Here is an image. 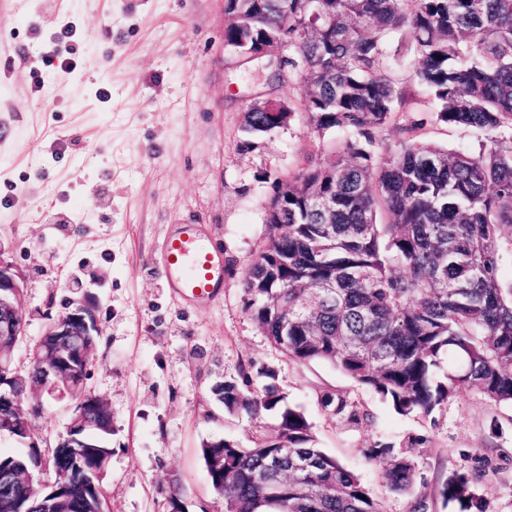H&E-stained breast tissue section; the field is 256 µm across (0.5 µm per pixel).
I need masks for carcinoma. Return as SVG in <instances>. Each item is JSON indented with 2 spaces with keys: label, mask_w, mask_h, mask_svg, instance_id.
Listing matches in <instances>:
<instances>
[{
  "label": "carcinoma",
  "mask_w": 512,
  "mask_h": 512,
  "mask_svg": "<svg viewBox=\"0 0 512 512\" xmlns=\"http://www.w3.org/2000/svg\"><path fill=\"white\" fill-rule=\"evenodd\" d=\"M405 30L417 64L403 82L384 62V38ZM224 43L261 61L274 92L291 72L313 75L303 111L317 132L341 131L329 166L308 158L270 200L267 243L246 266V309L261 333L295 362H324L374 390L400 415L428 417L459 389L512 406V284L499 277L512 252V0H224ZM288 47L276 61L262 54ZM436 119L481 132L476 153L448 150L415 134L377 152L398 113L424 105ZM284 117L245 115L253 140ZM448 369L441 372L443 359ZM55 366L72 387L90 369L59 343ZM230 414L277 418L250 446L202 443L201 458L224 512H383L353 472L318 448L302 409L233 381L214 388ZM0 405L16 442L43 418L29 390ZM339 418H364L342 395L321 397ZM19 406L16 413L13 406ZM83 416L99 437L81 436L43 455L0 453V512H108L104 490L86 474L108 467L111 415L90 400ZM385 463L389 490L412 491L413 456L388 443L364 451ZM42 463L53 489L12 478ZM443 496L459 512H483L460 474Z\"/></svg>",
  "instance_id": "cac0c4a2"
}]
</instances>
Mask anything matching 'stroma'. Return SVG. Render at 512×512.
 <instances>
[{
	"mask_svg": "<svg viewBox=\"0 0 512 512\" xmlns=\"http://www.w3.org/2000/svg\"><path fill=\"white\" fill-rule=\"evenodd\" d=\"M77 27L75 69L31 63ZM110 91L101 102L99 88ZM259 64L224 45V0H14L0 12V256L25 274L27 339L65 315L93 309L102 334L89 387L109 404L112 436L103 485L110 512H168L171 484L189 512H224L200 457L204 441L247 443L272 433L269 413L225 414L211 388L248 376L302 408L320 448L358 475L384 512H458L446 483L469 473L484 512H512V407L459 390L427 418L397 414L335 367L286 360L245 310L242 275L266 244V207L307 158L334 160L340 136L298 112L242 150L243 113L265 92ZM452 150L483 137L437 123L432 107L397 115L405 128ZM201 224L199 247L224 252V286L205 308L179 301L152 262L168 225ZM345 396L367 418L342 422L320 394ZM412 446L414 488L389 491L375 443Z\"/></svg>",
	"mask_w": 512,
	"mask_h": 512,
	"instance_id": "35a3bbf8",
	"label": "stroma"
}]
</instances>
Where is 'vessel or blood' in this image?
<instances>
[{
	"instance_id": "1",
	"label": "vessel or blood",
	"mask_w": 512,
	"mask_h": 512,
	"mask_svg": "<svg viewBox=\"0 0 512 512\" xmlns=\"http://www.w3.org/2000/svg\"><path fill=\"white\" fill-rule=\"evenodd\" d=\"M199 224L170 225L155 259L164 283L181 299L200 303L224 285V255L199 250Z\"/></svg>"
}]
</instances>
